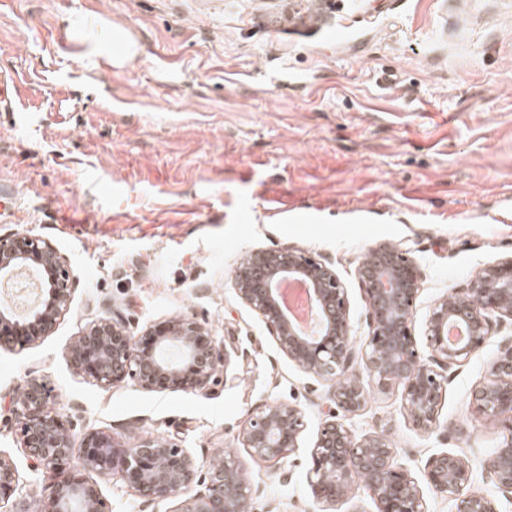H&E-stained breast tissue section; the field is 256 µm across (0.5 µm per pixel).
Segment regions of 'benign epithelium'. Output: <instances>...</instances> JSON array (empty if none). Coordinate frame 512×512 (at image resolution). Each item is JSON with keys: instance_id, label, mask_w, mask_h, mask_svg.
<instances>
[{"instance_id": "benign-epithelium-1", "label": "benign epithelium", "mask_w": 512, "mask_h": 512, "mask_svg": "<svg viewBox=\"0 0 512 512\" xmlns=\"http://www.w3.org/2000/svg\"><path fill=\"white\" fill-rule=\"evenodd\" d=\"M356 273L366 309L368 336L353 342L350 306L331 261L294 247L253 250L239 263V299L263 321L278 349L303 372L329 383L328 418L311 448V493L324 506L340 507L359 479L377 512H428L422 487L454 501V512H497L494 500L472 491L473 468L459 453L431 456L421 479L396 465L397 449L383 432L357 436L343 421L375 390H401L412 425L432 433L456 370L501 329L512 327V256L483 267L463 288L430 306L423 339L414 334L422 269L409 248L380 245ZM39 274L37 299L17 316L0 304V343L20 337L31 343L51 335L70 310L74 275L68 259L49 240L28 233L0 235V285L24 271ZM308 285L316 316L307 332L284 308L278 283ZM458 327L462 336L448 338ZM76 371L101 389L133 382L151 392L205 394L231 355L207 323L194 315L170 318L141 338L128 330L119 311L92 321L70 352ZM56 395L42 378L27 381L19 399L17 425L33 473L49 482V498L36 508L19 501L10 512H112L100 484L113 480L140 502L141 512L172 504L171 512H253L262 497L230 454L201 470L188 449L169 439L147 438L134 447L115 444L109 434L84 428L75 434L70 416L51 407ZM478 412L500 425L502 439L486 454L481 470L502 493L512 495V337L501 336L494 358L473 393ZM303 411L279 403L257 412L243 430L253 458L278 463L295 452L304 431ZM19 482L16 466L0 457V503ZM202 490L190 493L194 486Z\"/></svg>"}]
</instances>
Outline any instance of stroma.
Masks as SVG:
<instances>
[{"instance_id":"35a3bbf8","label":"stroma","mask_w":512,"mask_h":512,"mask_svg":"<svg viewBox=\"0 0 512 512\" xmlns=\"http://www.w3.org/2000/svg\"><path fill=\"white\" fill-rule=\"evenodd\" d=\"M297 0H0V231L52 240L76 277L54 333L0 346V456L36 480L14 410L47 379L55 407L114 443L171 439L202 466L238 457L262 512H321L310 450L328 385L283 356L238 298L247 251L328 258L348 290L355 345L368 328L356 271L377 246L413 247L414 317L512 255V0H334L320 28ZM120 310L134 335L204 319L232 356L208 394L104 390L69 362L79 332ZM496 349L462 366L439 430L408 421L399 392H370L345 422L384 431L419 475L433 454L479 460L501 433L471 403ZM301 407L294 454L252 459L242 429L260 409ZM290 480H282L281 471Z\"/></svg>"}]
</instances>
